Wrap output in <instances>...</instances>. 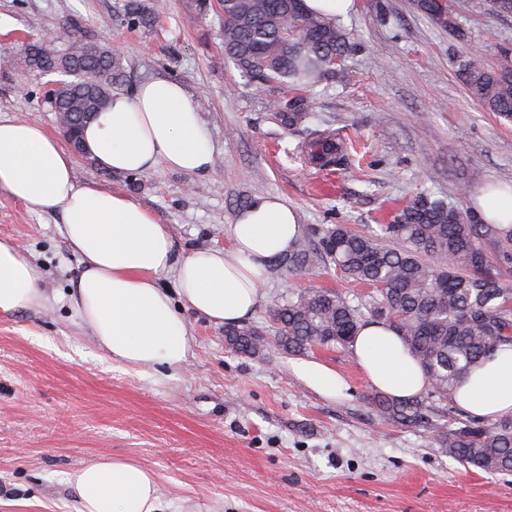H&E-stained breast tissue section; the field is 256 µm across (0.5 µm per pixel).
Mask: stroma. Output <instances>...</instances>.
I'll list each match as a JSON object with an SVG mask.
<instances>
[{"label": "stroma", "mask_w": 512, "mask_h": 512, "mask_svg": "<svg viewBox=\"0 0 512 512\" xmlns=\"http://www.w3.org/2000/svg\"><path fill=\"white\" fill-rule=\"evenodd\" d=\"M145 2L156 13L138 28L121 21L125 0H0V118L61 138L45 97L51 76L16 69L25 45L49 31L59 53L76 39L119 49L113 92L181 82L210 131L208 171L115 174L75 160L79 182L150 209L178 252L229 247L230 224L258 195L285 199L306 237L321 224L378 228L419 193L472 209L480 189L512 186V124L483 111L459 76L471 48L492 65L512 47V17L488 0H459L464 43L414 0H356L340 24L358 48L313 90L305 129L270 112L289 88L253 83L225 56L219 0L206 12L198 0ZM314 131L345 144V166L300 158ZM58 222L0 194V239L40 267L46 297L0 314V512H76L68 474L112 456L153 470L178 512H512V475L462 465L428 427L379 418L350 350L289 354L273 341L272 310L288 292L366 293L332 264L270 268L247 320L271 336L262 355L231 351L223 325L188 310L187 362L146 376L108 360L81 324L69 296L81 264ZM303 360L336 370L343 390L317 391L294 369Z\"/></svg>", "instance_id": "1"}]
</instances>
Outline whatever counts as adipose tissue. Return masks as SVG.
<instances>
[{"instance_id": "1", "label": "adipose tissue", "mask_w": 512, "mask_h": 512, "mask_svg": "<svg viewBox=\"0 0 512 512\" xmlns=\"http://www.w3.org/2000/svg\"><path fill=\"white\" fill-rule=\"evenodd\" d=\"M98 163L120 174L157 165L186 173L210 168L213 148L194 100L177 81L158 78L111 106L83 131ZM0 193L32 212H56L59 231L82 264L71 288L74 310L107 356L146 375L187 360L191 309L217 324H237L263 300L266 265L301 233L293 208L277 196L252 200L229 227L230 245L178 255L166 225L131 197L79 182L74 160L38 126L0 119ZM173 287H166V278ZM41 269L0 240V313L43 305ZM352 351L366 381L400 400L427 380L397 332L361 327ZM455 403L481 418L512 415V348L498 350L457 385ZM77 512H162L155 473L131 460L103 458L71 472Z\"/></svg>"}]
</instances>
